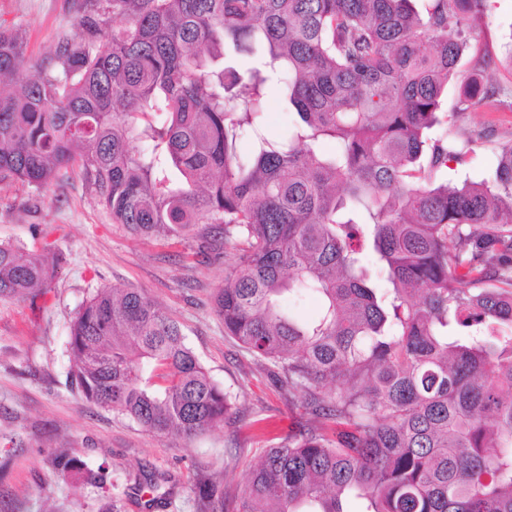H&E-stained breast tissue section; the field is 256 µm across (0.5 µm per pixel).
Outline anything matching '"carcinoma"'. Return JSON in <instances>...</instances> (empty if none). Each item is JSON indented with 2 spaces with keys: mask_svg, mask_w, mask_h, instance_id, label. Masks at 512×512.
Here are the masks:
<instances>
[{
  "mask_svg": "<svg viewBox=\"0 0 512 512\" xmlns=\"http://www.w3.org/2000/svg\"><path fill=\"white\" fill-rule=\"evenodd\" d=\"M486 2L82 0L84 41L21 79L23 43L0 31L1 179L46 189L76 163L133 236L245 244L215 309L307 419L242 495L203 478L195 512H344L351 496L363 512H512V144L492 183L453 184L434 176L461 152L430 136ZM258 43V66L222 67ZM494 66L477 57L458 110L503 108ZM270 85L298 116L279 142ZM61 260L0 243V298L45 294ZM303 294L310 319L284 308ZM69 351L87 402L155 435L196 436L231 408L144 293L99 289Z\"/></svg>",
  "mask_w": 512,
  "mask_h": 512,
  "instance_id": "cac0c4a2",
  "label": "carcinoma"
}]
</instances>
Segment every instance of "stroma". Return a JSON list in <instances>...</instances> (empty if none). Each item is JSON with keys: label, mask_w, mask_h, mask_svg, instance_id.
<instances>
[{"label": "stroma", "mask_w": 512, "mask_h": 512, "mask_svg": "<svg viewBox=\"0 0 512 512\" xmlns=\"http://www.w3.org/2000/svg\"><path fill=\"white\" fill-rule=\"evenodd\" d=\"M0 31L24 40L26 76L59 42L84 33L76 0H0ZM471 44L459 79L476 53L490 51L499 95L512 102V0H491ZM457 100V86H449L448 121L433 131L462 153L446 177L493 180L502 148L512 143V112H462ZM0 242L33 254L50 244L63 255L45 297L0 300V512H193L200 479L217 477L225 491L242 492L273 436L297 425L287 394L225 336L212 307L228 257L205 262L182 246L130 235L75 165L44 191L0 182ZM103 286L143 291L182 324L211 377L233 396L222 423L192 438L160 437L85 402L69 375L70 327ZM59 453L82 460L91 478L64 482ZM148 474L161 480L160 501L140 487Z\"/></svg>", "instance_id": "1"}]
</instances>
